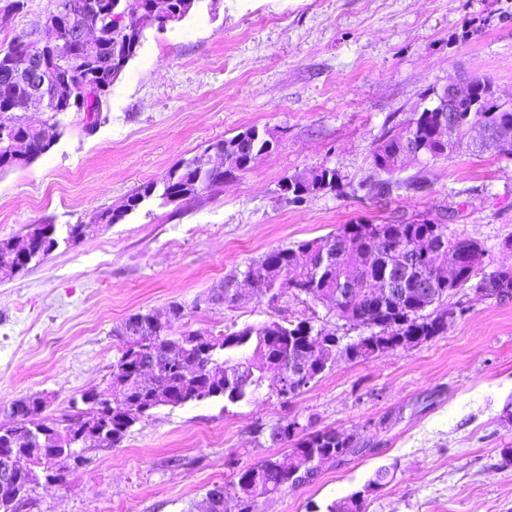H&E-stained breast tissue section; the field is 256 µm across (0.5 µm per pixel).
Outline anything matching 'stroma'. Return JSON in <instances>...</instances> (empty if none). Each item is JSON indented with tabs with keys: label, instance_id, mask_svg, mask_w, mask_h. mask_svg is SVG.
I'll return each instance as SVG.
<instances>
[{
	"label": "stroma",
	"instance_id": "35a3bbf8",
	"mask_svg": "<svg viewBox=\"0 0 512 512\" xmlns=\"http://www.w3.org/2000/svg\"><path fill=\"white\" fill-rule=\"evenodd\" d=\"M483 76L512 104V0H200L175 27L147 30L111 87L94 131L75 123L22 169L0 172V240L33 224L96 223L148 182L215 140L256 126L278 144L249 171L200 200L145 201L91 237L60 243L42 263L0 277V423L4 407L35 392L46 418L107 387L130 314L165 315L181 302L190 329L316 317L342 342L362 331L326 308L244 287L209 310L196 299L265 253L332 234L345 224L422 219L480 242L512 266V154L461 147L431 162V184L377 197L358 189L382 136L400 130L449 76ZM338 170L348 186L292 203L295 172ZM445 306L464 314L447 335L366 361L336 358L290 399L261 392L163 407L120 443L64 458L60 481L37 488L28 512H186L234 473L285 447L270 428L293 416L361 440L305 484L259 498L257 512H326L363 490L375 471L391 481L366 512H512V300L470 289Z\"/></svg>",
	"mask_w": 512,
	"mask_h": 512
}]
</instances>
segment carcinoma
Listing matches in <instances>:
<instances>
[{
  "instance_id": "carcinoma-1",
  "label": "carcinoma",
  "mask_w": 512,
  "mask_h": 512,
  "mask_svg": "<svg viewBox=\"0 0 512 512\" xmlns=\"http://www.w3.org/2000/svg\"><path fill=\"white\" fill-rule=\"evenodd\" d=\"M113 0H74L70 13L54 16L53 10L34 16L28 27L10 41L7 49L0 50V128L9 135L27 141L35 158L48 153L44 139V128L53 130L52 139H57L63 128L62 117L72 112L76 115L94 113L93 125L102 119L103 104L114 83L112 80L113 44H119L120 58L129 63L137 47L124 44L123 29L115 26L111 37L98 48L96 56L88 58L80 46H75L68 61L59 63L53 52L44 53L41 63L49 75V82L67 81L73 87L74 97L60 105L42 98H31L27 87L16 81L5 68V56L19 46L29 30L46 19H60L62 26H93L98 14L93 5ZM154 0H141L143 8L142 28L165 30L176 22H156L152 17ZM31 102V107L40 108L45 120L40 127L26 122L18 109ZM496 104L485 103L483 112H461L462 119H475L489 127L497 125V114L492 112ZM438 121V114L429 113L417 126L421 139L426 141L430 160L448 155V144L432 138L430 129ZM410 140L409 127L389 134L377 145L372 153L373 166L386 172L399 169L397 159ZM258 143L241 139L239 135L210 143L204 151L188 160L180 169L177 178L165 179L162 187L154 182L141 185L129 194L117 209L110 207L98 215L99 223L112 224L127 213L138 209L145 201L158 197L166 199L172 192L187 190L191 197L200 198L219 190L223 181L213 176L199 188L192 187L197 173L210 162L214 152L227 153L234 169L247 171V162ZM405 188L415 192L427 188L423 175L407 183H399L391 177L376 179V195L389 197L393 192ZM343 177L334 168L320 166L288 176L281 184V191L292 203H301L321 191H342ZM39 229L48 236L34 245L28 257L35 262L44 260L53 246L59 245L58 229L54 224H41ZM413 243L419 252L418 266L406 270L400 266L397 252L404 244ZM472 248V257L461 263L453 278H448L444 269L449 262L466 248ZM486 250L475 240L448 232V225L436 220H421L385 224H345L341 230L322 238L301 241L293 247L277 248L267 252L260 260L249 263L244 269L224 279L226 289L209 298L222 305L230 299L229 285L243 275H254L263 288L272 292V298L280 297L282 289L278 284L293 283L291 295L297 299L305 296L321 301L328 312L336 318L347 317L355 327L366 328L378 325L382 329H393L391 335L402 336L417 346L437 336L448 333L456 319L453 308H438L436 304L448 296V292L471 283L476 276L484 281L486 295L499 300L501 289L512 294V269L496 268L490 272L485 267ZM427 276L431 280V294L421 298L415 288L418 279ZM355 279L360 283L361 294L358 303L349 313H344L337 297L340 282ZM170 319L165 326H154L149 314L138 311L129 315L116 330V335L139 336L137 346L121 349L120 356L112 363V379H128L124 387V398L104 390L97 396L81 397L83 408L66 414L61 419L41 417L35 401L42 398L38 393L13 401L7 417L13 410L22 413L20 424L29 428L28 435H18L11 425H0V463L6 452L12 448H71L76 458L83 457L85 446L75 442L70 432V421L85 418L86 422L97 424L112 433V443L120 442L128 430L152 411L165 406L178 407L199 404L215 399L239 403L266 388L271 394L287 399L299 390H284L279 387L277 375H269L290 358H298L308 365L309 381H314L327 368L332 353L336 351V333L317 329L311 321L301 319L280 323L265 322L258 326L235 325L224 327L214 333L185 329L175 332V324L185 317L184 306L174 302L169 307ZM378 341L371 332L360 340L355 352L347 357L349 361L367 360L375 356ZM169 353V361L160 366L156 377L142 378L140 371L162 352ZM269 439L274 444L289 446V452L281 459H266L255 465L242 468L227 484L216 486L210 492L232 493L237 500V512H256L259 498L289 484L296 486L306 483L300 479L298 468L308 459L317 457L323 464L353 454L358 440L352 434L334 428L316 429L310 419L300 417L287 419L273 426ZM327 512H365V500L355 492L328 506Z\"/></svg>"
}]
</instances>
